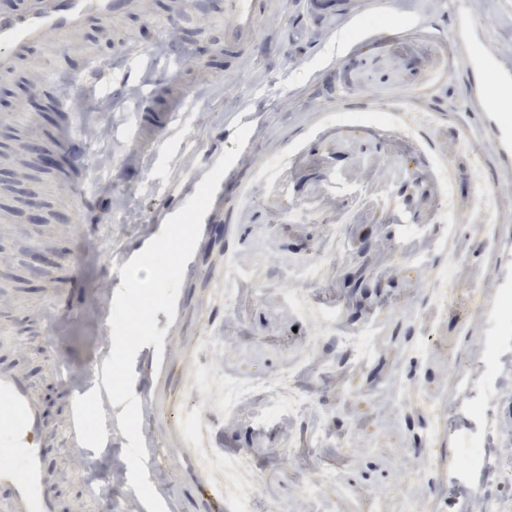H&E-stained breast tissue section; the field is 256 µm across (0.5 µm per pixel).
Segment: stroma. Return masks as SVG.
<instances>
[{
    "instance_id": "35a3bbf8",
    "label": "stroma",
    "mask_w": 512,
    "mask_h": 512,
    "mask_svg": "<svg viewBox=\"0 0 512 512\" xmlns=\"http://www.w3.org/2000/svg\"><path fill=\"white\" fill-rule=\"evenodd\" d=\"M32 47L0 79V132H51L45 94L83 82L87 56L104 81L65 96L77 122L78 181L44 171L36 188L43 221L25 224L14 195L0 193V366L25 373L45 396L57 432L43 465L65 512H148L127 482L129 440L100 368L112 353V303L104 267L142 251L187 202L211 162L236 148L237 125H252L223 177L211 219L184 275L175 316L156 315L171 340L155 365L136 354L154 412L140 432L146 452L165 449L148 472L155 492L180 512H462L479 478L462 463L464 441L486 430L512 467V431L499 418L473 419L457 386L478 363L477 342L495 333L497 291L512 282V165L493 128L462 100L471 75L450 46L461 8L498 53L512 50V0H352L354 21L315 20L295 6L272 14L239 58L224 55V0H210L193 30L172 23L168 0ZM152 111L183 109L169 131L139 126L143 95ZM416 174L428 194L409 213L398 190ZM387 237L360 251L357 239ZM56 262L80 259L85 285L69 291L66 316L51 271L31 272V249ZM382 282L357 304V271ZM448 304L430 301L440 276ZM369 336L370 362L343 360L340 342ZM76 356L69 383L98 415L96 438L68 440V399L51 361ZM310 404L281 412V377ZM251 391L225 408L224 383ZM451 414L437 425L434 453L419 458L409 423L428 421L427 401ZM248 450L252 472L226 480L225 460ZM334 471L322 497L306 485Z\"/></svg>"
}]
</instances>
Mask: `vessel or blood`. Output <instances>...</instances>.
<instances>
[{
  "instance_id": "1",
  "label": "vessel or blood",
  "mask_w": 512,
  "mask_h": 512,
  "mask_svg": "<svg viewBox=\"0 0 512 512\" xmlns=\"http://www.w3.org/2000/svg\"><path fill=\"white\" fill-rule=\"evenodd\" d=\"M315 18L344 15L348 0H302ZM282 0H224V50L244 55L253 45L263 18L283 9ZM139 0H22L20 7L0 12V75H8L25 59L34 44L59 34H75L90 15L111 19L114 14L138 10ZM207 0H170V16L204 17ZM452 47L466 57L470 71L482 80L471 91L476 111H485L495 97L512 92V67L503 66L485 31L466 11L457 14ZM50 414L40 391L28 376L0 367V486L9 493L0 498V512H59L53 480L42 466L45 442L50 438ZM80 401L69 407V439L74 446L86 440Z\"/></svg>"
}]
</instances>
